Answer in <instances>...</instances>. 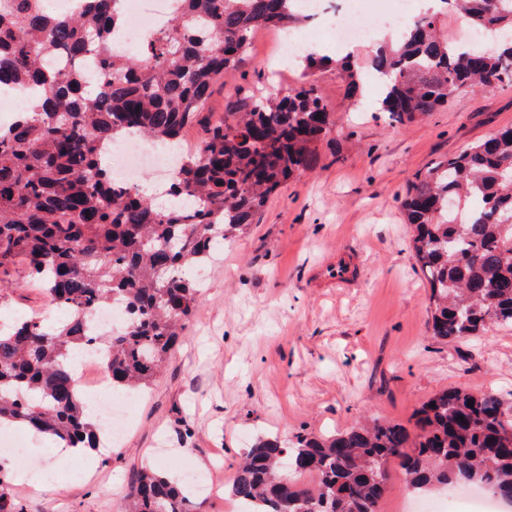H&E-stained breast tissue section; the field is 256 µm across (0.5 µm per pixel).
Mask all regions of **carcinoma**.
Instances as JSON below:
<instances>
[{
    "mask_svg": "<svg viewBox=\"0 0 512 512\" xmlns=\"http://www.w3.org/2000/svg\"><path fill=\"white\" fill-rule=\"evenodd\" d=\"M393 44L374 50L387 78L378 111L396 121L426 116L469 89L512 85V41L474 44L438 34L441 15L462 13L478 35L512 32V0H440ZM308 14L298 0H178L167 24L136 57L113 47L126 24L123 0H81L56 16L43 0H0V86L25 83L37 98L25 117L0 127V305L11 290L1 275L27 265L66 319L20 315L0 327V427L15 423L63 448H96L69 355L94 344L116 391L139 392L171 352L199 295L189 272L215 247L254 223L267 198L310 171L331 131L314 84L287 95L225 104L197 150L180 158L159 207L134 184L116 181L104 146L139 134L159 146L184 144L214 85L248 51L252 31H286ZM60 50L66 68L48 62ZM101 63L99 78L81 59ZM336 71L354 98L361 86L351 56ZM410 247L426 276L437 341L512 324V128L445 157L416 176L402 200ZM125 319L98 335L87 319L99 305ZM473 406H468V402ZM410 438L375 419L330 435L256 442L237 469L231 495L246 512H380L388 469L398 463L411 490L478 484L512 504V401L497 393L445 389L417 411ZM0 512H23L0 464ZM122 512H201L185 488L145 470L131 481Z\"/></svg>",
    "mask_w": 512,
    "mask_h": 512,
    "instance_id": "carcinoma-1",
    "label": "carcinoma"
}]
</instances>
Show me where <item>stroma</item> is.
<instances>
[{
	"label": "stroma",
	"instance_id": "1",
	"mask_svg": "<svg viewBox=\"0 0 512 512\" xmlns=\"http://www.w3.org/2000/svg\"><path fill=\"white\" fill-rule=\"evenodd\" d=\"M275 52L272 37L253 39L206 116L223 118L227 101L243 94L299 87L298 61L265 84ZM314 79L334 126L313 172L283 184L214 256L178 345L92 473L73 471L31 436L30 452L51 478L15 487L23 512H120L132 475L148 466L173 478L187 465L200 473L215 466L229 485L263 436L343 431L365 418L413 434L422 403L453 386L512 401V325H490L467 342L431 338L430 288L401 206L432 162L512 127V87L457 93L437 112L397 122L376 111L371 90L351 102L334 69ZM341 253L355 259L359 280L339 291L316 272ZM7 281L12 300L1 319L50 312L24 266Z\"/></svg>",
	"mask_w": 512,
	"mask_h": 512
}]
</instances>
